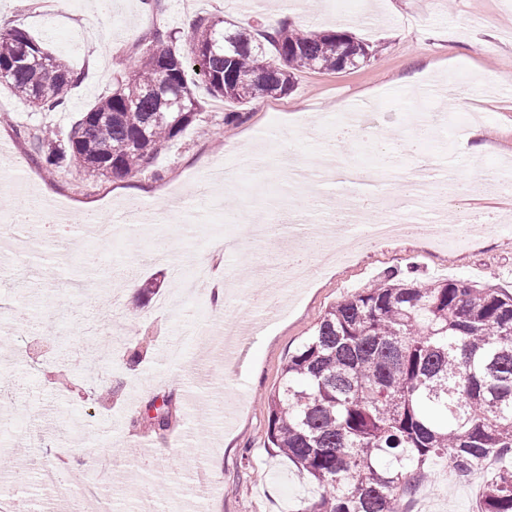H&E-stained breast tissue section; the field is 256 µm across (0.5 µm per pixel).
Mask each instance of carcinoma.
<instances>
[{"label": "carcinoma", "instance_id": "1", "mask_svg": "<svg viewBox=\"0 0 512 512\" xmlns=\"http://www.w3.org/2000/svg\"><path fill=\"white\" fill-rule=\"evenodd\" d=\"M156 29L133 67L73 124L61 148L48 128L29 134L35 153L70 156L96 175L135 176L198 115L188 81L240 105L286 96L302 70L354 69L378 54L345 30L282 26L253 36L202 16L192 56ZM41 43L0 29V85L40 112L65 108L80 74L47 52L50 71L22 58ZM169 400L154 428L170 430ZM269 447L308 473L319 494L301 512H399L400 497L435 460L469 476L501 461L478 512H512V294L465 280L391 273L331 305L290 356L265 402Z\"/></svg>", "mask_w": 512, "mask_h": 512}]
</instances>
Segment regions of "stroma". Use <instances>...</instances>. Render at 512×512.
<instances>
[{
    "label": "stroma",
    "mask_w": 512,
    "mask_h": 512,
    "mask_svg": "<svg viewBox=\"0 0 512 512\" xmlns=\"http://www.w3.org/2000/svg\"><path fill=\"white\" fill-rule=\"evenodd\" d=\"M242 0H155L142 11L140 0H112L110 11L95 0H59L50 15L35 13L31 0H0V21L27 30L51 51L67 56L83 76L66 109L36 112L0 86V143L23 168L25 180L55 194V207L71 213L66 241L46 239L36 253L14 256L12 279L0 282V327L12 336L0 350V449L25 446L13 469L0 470V504L10 512H131L141 489L154 500L195 512L186 490L198 471L215 478L210 512H297L317 498L316 485L267 444L264 399L274 392L292 353L325 311L342 297L361 291L384 274L416 267L421 280H467L512 293V233L500 223L512 211V191L499 183L512 160V0H325L308 9L290 0V26L321 32L344 24L358 39L381 47L375 59L352 70L298 73L284 97H266L246 106L213 97L206 86L193 91L201 113L158 153L149 171L119 180L87 174L67 160L47 165L32 152L20 127H48L66 138L73 123L113 79L128 68L139 45L157 27L174 30L190 53L187 17L224 18L242 28H262L269 7L245 11ZM465 92L461 107L448 96ZM377 104L380 123L369 138L344 145L336 130L351 107ZM246 110L244 121L224 125V113ZM442 114L426 149L442 160L431 216L442 224L468 216L479 233L454 245L416 234L396 241L358 243L346 263L319 261L311 254L306 285L283 292L282 281L257 278L268 268L283 273L293 250H309L318 227L268 244L248 230L251 209L279 202L272 224L307 213L303 193H286L278 165L247 169L235 146L246 139L263 143L275 160L288 154L308 168L319 155L347 151L372 175L380 199L393 197L398 183L390 171L409 177L414 166L407 141L423 115ZM477 153H470V146ZM240 171L223 184V205L212 194H197L205 163ZM148 190L154 206L182 211L193 203L203 212L198 224H154L124 230L114 242H92L81 233V213L97 207L101 220L119 223L133 207L131 189ZM234 247L222 256L216 243ZM185 270L206 263L213 277L233 281L223 310L208 294L181 293L171 264ZM138 281L126 293V280ZM157 291H147V284ZM277 295L280 314L249 332L227 360L220 346L226 320L250 322ZM123 344L109 346L110 336ZM150 337L147 354L134 368L127 358L140 337ZM179 344L177 365L161 352ZM111 347L109 358L101 350ZM171 398L180 420L165 437L154 434L147 417L152 400ZM56 482H41L44 469ZM481 483L458 481L431 499L429 512H477Z\"/></svg>",
    "instance_id": "stroma-1"
}]
</instances>
